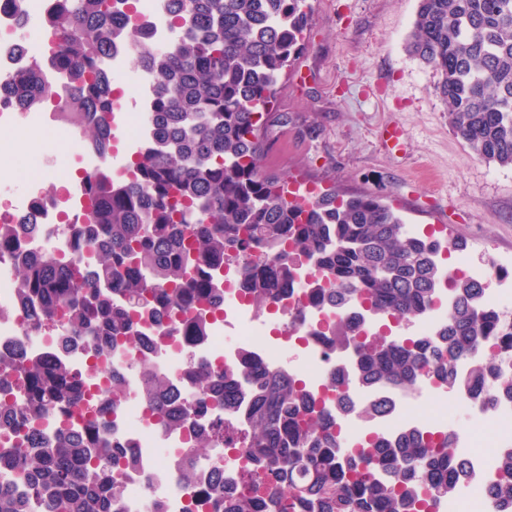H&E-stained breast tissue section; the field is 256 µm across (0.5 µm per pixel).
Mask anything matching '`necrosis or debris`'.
Listing matches in <instances>:
<instances>
[{
  "label": "necrosis or debris",
  "instance_id": "obj_1",
  "mask_svg": "<svg viewBox=\"0 0 512 512\" xmlns=\"http://www.w3.org/2000/svg\"><path fill=\"white\" fill-rule=\"evenodd\" d=\"M57 0H22L21 7L0 6V118L11 116L14 128L34 129L46 133L56 131L75 136L78 118L69 114L64 106L61 89L64 82L54 67H46L41 74L43 85L54 88L53 97L43 109L20 111L14 104L7 79L23 69L31 59H43L53 54L57 45L56 35L48 22ZM32 175L27 181V198L24 202L8 206L1 214L10 221L21 224L33 219L39 224L37 235L22 238L25 251H49L64 258H71L73 248L65 231L67 218L61 207L44 201L41 183L50 179L59 186L64 199H77L80 210H87L88 200L82 195L80 172L100 166L99 157L86 147H79L70 163L59 164L55 156L45 151L32 154ZM299 272L297 288L276 304L259 312L248 295L236 284H225L224 306L209 319L208 336L193 346H185L181 337L158 338L151 356L152 367L164 374L171 385L193 397L197 389L187 379L189 367L220 371L240 365L242 354L262 362L269 370L286 369L284 352L288 344H298L303 354L297 373L308 380L315 389H324L336 371L351 372L353 360L348 353L336 351L324 344L322 335L338 317L351 320L364 314L362 307L351 305L344 312L325 309L309 312L313 284L311 265L305 257L294 259ZM62 337L47 338L37 333H26L25 311L18 301L13 284L12 265L0 259V354H11L19 345H26L30 353L58 352L62 349ZM114 368L123 378V392L118 408L100 406L97 413H87L84 407L71 408L68 415L50 417L45 429L58 427L98 428L100 422H108L112 438L125 446L133 466L124 468L121 478L125 496L119 512H151L154 502H162L165 512H184L193 499H207L210 493V474L220 468L225 478H232L247 466L243 453L225 458L223 450H212L202 457L199 476L193 486L180 485L177 479V462L193 431L210 425L211 412L188 413L177 430L160 425L142 400L139 370L130 357H122ZM428 395L430 401H439L444 391L431 385L418 387L414 392H398L388 388L375 392V399L392 401L393 409L374 422L373 430L392 435L408 428H440L447 425L444 414L416 415L408 405L414 395ZM512 413V404H502L480 411L478 419L464 430V438L474 446L471 455L473 476L467 496L469 512H487L489 501L485 493V480L493 471L495 450L505 438L498 425L500 417Z\"/></svg>",
  "mask_w": 512,
  "mask_h": 512
}]
</instances>
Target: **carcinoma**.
Returning <instances> with one entry per match:
<instances>
[{"mask_svg":"<svg viewBox=\"0 0 512 512\" xmlns=\"http://www.w3.org/2000/svg\"><path fill=\"white\" fill-rule=\"evenodd\" d=\"M113 0H59L51 24L61 40L56 66L67 77V107L83 120L86 148L104 160L84 175L93 208L69 225L75 257L23 256L20 233L39 225L0 222V255L14 258L17 297L33 330L57 329L88 341V356L109 359L120 346L139 353L142 399L174 429L193 400L178 394L150 364L154 341L136 317L148 310L164 328L202 337L197 305L216 300L224 263L240 266L241 287L266 308L296 287L292 255L305 254L318 274L313 302L343 308L362 302L370 336L340 321L336 348L352 346L348 380L331 379L320 395L285 371L272 373L246 356L239 369L194 376L199 401L232 412L242 404L241 436L219 419L196 431L181 451L179 482L196 479L200 457L241 442L254 469L267 478L264 498L224 499V471L212 472L211 506L223 512H433L469 477L466 457L452 452L457 435L416 431L373 434L348 446L336 425L349 387L412 390L429 382L457 393L477 392L481 407L512 400V322L486 300V285L454 276L437 258L442 243L409 234L403 219L377 198L332 192L304 205L285 198L287 181L262 169L265 139L259 121L281 73L305 45L306 0H192L169 18L176 39L159 51L141 36L135 17L112 21ZM133 46L152 81L149 116L160 126L130 157L129 181L112 177L115 148L112 82L98 67L116 46ZM411 51L438 75L436 91L448 124L478 157L512 166V0H419ZM40 62L11 77L32 109L46 93ZM449 301L448 317L431 336L392 338L391 320L409 326ZM469 358L468 370L458 363ZM25 396H10L12 376ZM92 395L65 356L0 355V430L28 424V438L0 448V512H116L120 471L129 457L108 435L81 430L48 433L43 421L59 407ZM391 404L372 401L361 414L373 421ZM492 512H512V445L500 449Z\"/></svg>","mask_w":512,"mask_h":512,"instance_id":"cac0c4a2","label":"carcinoma"}]
</instances>
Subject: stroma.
<instances>
[{
	"instance_id": "35a3bbf8",
	"label": "stroma",
	"mask_w": 512,
	"mask_h": 512,
	"mask_svg": "<svg viewBox=\"0 0 512 512\" xmlns=\"http://www.w3.org/2000/svg\"><path fill=\"white\" fill-rule=\"evenodd\" d=\"M306 45L281 75L263 130L265 172L317 191L370 194L410 233L442 221L472 267L512 289V167L476 156L448 126L438 76L407 48L418 0H308ZM402 131L384 143V126Z\"/></svg>"
}]
</instances>
